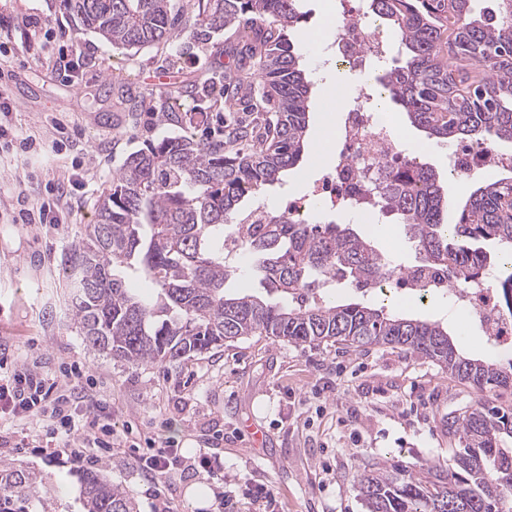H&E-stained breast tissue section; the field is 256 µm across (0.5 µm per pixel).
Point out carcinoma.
I'll list each match as a JSON object with an SVG mask.
<instances>
[{"label":"carcinoma","mask_w":512,"mask_h":512,"mask_svg":"<svg viewBox=\"0 0 512 512\" xmlns=\"http://www.w3.org/2000/svg\"><path fill=\"white\" fill-rule=\"evenodd\" d=\"M66 11L115 48L139 51L170 42L190 26L209 35L232 28L243 71L258 66L271 85L272 104L258 130L231 125L225 139H196L211 107L160 113L186 126L125 160L96 203L95 221L66 256L73 325L101 355L132 365L176 362L248 336L296 346L372 345L428 359L468 384L477 400L448 416V465L414 470L373 466L354 476L367 512H512V410L495 405L498 388H512V361L460 353L448 328L424 315L371 304H338L341 288L364 291L409 267L392 263L347 225L309 224L283 213L261 231L235 237L243 199L282 180L308 147L314 86L290 38L304 13L301 0H61ZM477 0H368L391 24L403 50L401 64L380 82L429 138L493 149L512 142V0L474 14ZM224 77L213 71L192 99L222 96ZM252 85L224 99L239 110ZM389 211L405 224L421 260L448 270L454 282L475 278L500 245L507 273L495 289L512 315V176L479 186L448 223V188L421 164L398 171L382 190ZM247 251L266 296L226 294L242 272L229 260ZM150 280L156 293L140 296L126 274ZM82 512H137L136 503L100 472L77 471ZM56 484L42 473L0 464V512H50Z\"/></svg>","instance_id":"carcinoma-1"}]
</instances>
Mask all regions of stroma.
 <instances>
[{"label":"stroma","mask_w":512,"mask_h":512,"mask_svg":"<svg viewBox=\"0 0 512 512\" xmlns=\"http://www.w3.org/2000/svg\"><path fill=\"white\" fill-rule=\"evenodd\" d=\"M336 9L337 0H302L303 18L291 34L318 85L333 80L337 66L304 37L321 31L326 12ZM1 41L10 50L0 55V99L14 109L0 112V371L84 367L101 399V421L122 439L101 468L135 498L139 512L153 508L155 483L137 464L148 434L184 458L164 489L174 512H213L191 504L188 492L198 484L224 495L230 512H365L352 486L357 472L376 463L415 468L447 460L444 422L451 411L472 405L476 394L437 364L396 349L341 352L250 336L214 355L143 366L89 351L70 322L63 258L93 222L95 202L123 160L181 135L180 126L156 122V111L185 101L186 90L200 84L208 68L233 71L235 37L228 30L207 39L187 32L136 52L119 50L71 21L60 0H0ZM183 41L194 48L175 73L167 58ZM62 52L72 62L65 74L53 64ZM392 111L406 152H422L447 183L450 199L503 177L496 166L474 178L451 176L447 142L408 125L400 106ZM27 137L39 150H18ZM335 162V143L327 142L322 158L308 149L300 165L262 196L278 205L284 196L302 195L308 179ZM57 185L68 195L54 222L23 223V212ZM373 234L394 263L419 262L397 217L375 224ZM423 312L447 325L463 354L501 359L447 298L429 297ZM252 422L267 436L264 449L245 444ZM49 444L36 422L0 417V461L58 473L64 458L51 456ZM203 453L221 474L198 467ZM262 484L273 491L266 502L256 497Z\"/></svg>","instance_id":"obj_1"}]
</instances>
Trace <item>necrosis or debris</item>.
Returning a JSON list of instances; mask_svg holds the SVG:
<instances>
[{"label": "necrosis or debris", "mask_w": 512, "mask_h": 512, "mask_svg": "<svg viewBox=\"0 0 512 512\" xmlns=\"http://www.w3.org/2000/svg\"><path fill=\"white\" fill-rule=\"evenodd\" d=\"M375 25V18L362 11L356 0H340L326 54L350 71L369 73L376 60L385 58L388 50ZM353 97L356 108L346 113L334 134L338 149L335 168L324 170L310 180L306 194L289 201L290 213L304 219L310 218L316 208L376 213L374 195L390 174V160L400 158L409 165L419 162L418 154L400 153V136L392 124L382 119L374 108L364 106L365 86H358ZM489 164L506 167L512 165V159L467 142L448 150V169L455 176H472ZM493 276V271L488 270L479 279L453 287L447 275L440 274L434 286L462 308L486 337L507 348L512 346V317L500 311L497 295L490 286Z\"/></svg>", "instance_id": "4bbe7bcc"}]
</instances>
